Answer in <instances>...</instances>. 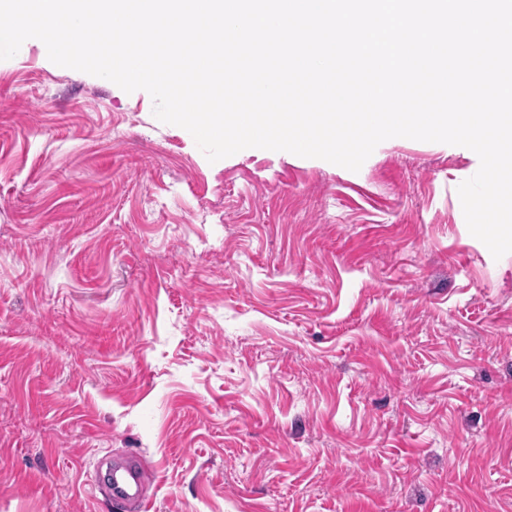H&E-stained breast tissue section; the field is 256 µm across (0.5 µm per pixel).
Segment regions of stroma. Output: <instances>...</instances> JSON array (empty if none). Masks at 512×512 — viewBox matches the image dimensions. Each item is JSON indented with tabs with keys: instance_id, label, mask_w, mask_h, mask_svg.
<instances>
[{
	"instance_id": "1",
	"label": "stroma",
	"mask_w": 512,
	"mask_h": 512,
	"mask_svg": "<svg viewBox=\"0 0 512 512\" xmlns=\"http://www.w3.org/2000/svg\"><path fill=\"white\" fill-rule=\"evenodd\" d=\"M465 147L209 162L148 92L0 61V512H512V253ZM106 487L113 501L134 506L143 512L149 511L153 498L149 486L141 480L137 459L132 458L114 467Z\"/></svg>"
}]
</instances>
